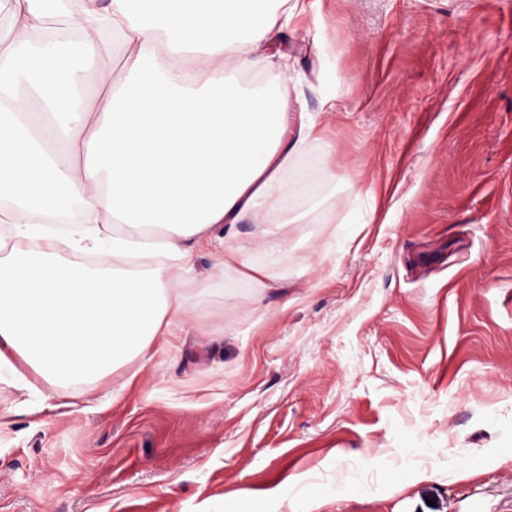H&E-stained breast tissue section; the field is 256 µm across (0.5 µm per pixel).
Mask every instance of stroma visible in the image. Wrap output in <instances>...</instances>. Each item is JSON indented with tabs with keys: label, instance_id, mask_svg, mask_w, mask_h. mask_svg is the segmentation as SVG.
Returning a JSON list of instances; mask_svg holds the SVG:
<instances>
[{
	"label": "stroma",
	"instance_id": "35a3bbf8",
	"mask_svg": "<svg viewBox=\"0 0 512 512\" xmlns=\"http://www.w3.org/2000/svg\"><path fill=\"white\" fill-rule=\"evenodd\" d=\"M316 9L244 87L318 116L320 223L112 375L0 374V512H512V0Z\"/></svg>",
	"mask_w": 512,
	"mask_h": 512
}]
</instances>
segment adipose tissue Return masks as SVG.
<instances>
[{
	"label": "adipose tissue",
	"mask_w": 512,
	"mask_h": 512,
	"mask_svg": "<svg viewBox=\"0 0 512 512\" xmlns=\"http://www.w3.org/2000/svg\"><path fill=\"white\" fill-rule=\"evenodd\" d=\"M304 0H10L0 48V368L60 385L99 379L146 357L188 308L198 252L224 243L221 267L264 287L238 224L283 237L309 224L288 204L305 184L303 157L323 181L337 173L318 120L287 127L280 96L246 94L238 76L264 58L267 37ZM123 43L112 66V37ZM81 222L43 231L69 204ZM122 225L125 235L110 238ZM40 246H33V239ZM92 249L95 268L66 260Z\"/></svg>",
	"instance_id": "adipose-tissue-1"
}]
</instances>
